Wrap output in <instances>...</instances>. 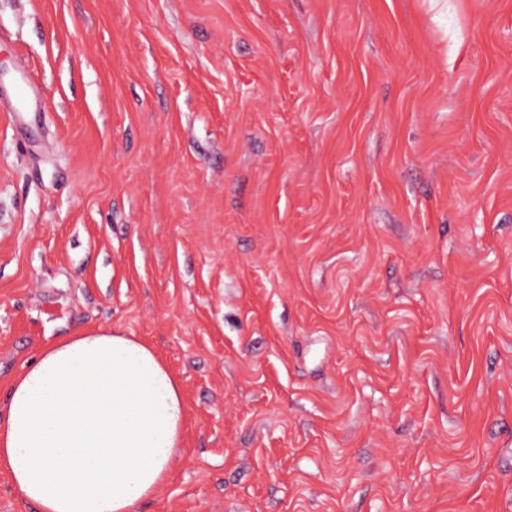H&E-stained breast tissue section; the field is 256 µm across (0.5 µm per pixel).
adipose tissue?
Here are the masks:
<instances>
[{"label":"adipose tissue","instance_id":"adipose-tissue-1","mask_svg":"<svg viewBox=\"0 0 512 512\" xmlns=\"http://www.w3.org/2000/svg\"><path fill=\"white\" fill-rule=\"evenodd\" d=\"M179 384L147 344L93 330L45 345L0 414V471L39 512H137L183 442Z\"/></svg>","mask_w":512,"mask_h":512}]
</instances>
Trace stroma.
<instances>
[{
	"label": "stroma",
	"instance_id": "35a3bbf8",
	"mask_svg": "<svg viewBox=\"0 0 512 512\" xmlns=\"http://www.w3.org/2000/svg\"><path fill=\"white\" fill-rule=\"evenodd\" d=\"M0 405L112 329L177 379L140 512H512V0H0Z\"/></svg>",
	"mask_w": 512,
	"mask_h": 512
}]
</instances>
